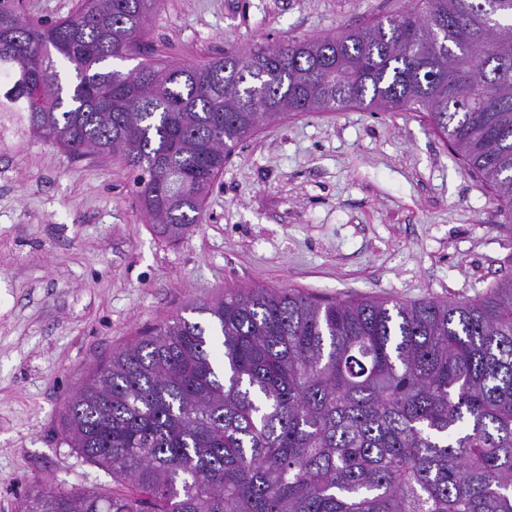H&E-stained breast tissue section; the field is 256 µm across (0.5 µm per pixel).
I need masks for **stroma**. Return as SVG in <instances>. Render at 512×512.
I'll return each mask as SVG.
<instances>
[{
  "mask_svg": "<svg viewBox=\"0 0 512 512\" xmlns=\"http://www.w3.org/2000/svg\"><path fill=\"white\" fill-rule=\"evenodd\" d=\"M406 0H157L143 45L205 64L332 35ZM120 157L76 160L0 131V512L36 479L108 494L61 415L139 332L231 287L325 299L465 301L512 281V233L420 112H313L236 148L199 224L175 239L137 207Z\"/></svg>",
  "mask_w": 512,
  "mask_h": 512,
  "instance_id": "stroma-1",
  "label": "stroma"
}]
</instances>
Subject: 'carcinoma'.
<instances>
[{
	"label": "carcinoma",
	"instance_id": "1",
	"mask_svg": "<svg viewBox=\"0 0 512 512\" xmlns=\"http://www.w3.org/2000/svg\"><path fill=\"white\" fill-rule=\"evenodd\" d=\"M155 3L43 22L0 0V118L72 157L120 154L176 238L261 124L421 110L512 224V0H412L204 65L113 67ZM187 311L112 351L63 414L117 488L36 480L17 512H512V281L465 302L232 288Z\"/></svg>",
	"mask_w": 512,
	"mask_h": 512
}]
</instances>
